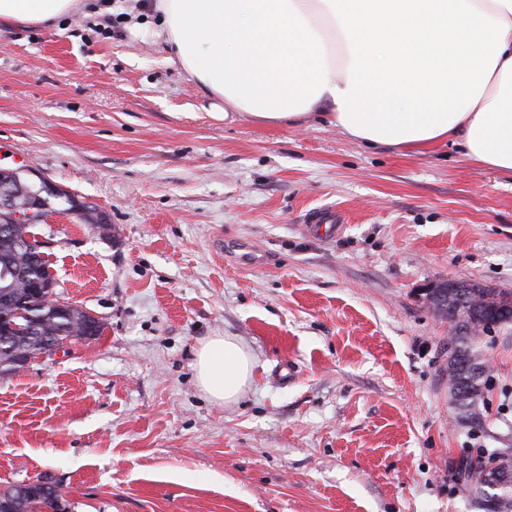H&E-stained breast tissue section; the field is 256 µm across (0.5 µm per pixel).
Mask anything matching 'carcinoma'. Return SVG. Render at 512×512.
Here are the masks:
<instances>
[{
    "label": "carcinoma",
    "instance_id": "cac0c4a2",
    "mask_svg": "<svg viewBox=\"0 0 512 512\" xmlns=\"http://www.w3.org/2000/svg\"><path fill=\"white\" fill-rule=\"evenodd\" d=\"M32 195L21 196L20 203L35 206L34 215L20 219L11 210L0 209V227L13 225L7 233L0 230V271L9 270L10 287H3L0 277V306L17 304L25 297V291L33 280H37L48 288L53 285L49 271L48 259L38 252L21 250L17 247V239L31 232L38 218L47 217L54 211L51 200L62 199L67 210L74 205L70 193L65 190L58 192L37 193L31 189ZM77 216L84 224L107 223L106 217L95 208L82 203ZM470 306L465 301L455 298L448 299L445 309H434V313L448 320L450 336H448V383L460 408L467 413L473 434L483 429V410L487 403L486 391L489 390L491 376L475 382V367L471 360L486 364L481 348V334L490 333L495 328L508 324L512 320L507 316L495 323L479 321L470 325V318L476 309H486L494 305L504 304L507 293L495 288L473 286L469 289ZM59 301L47 300L32 311L34 317L41 322L39 336L20 334L13 338L10 347L19 354L33 358L47 351L44 345L45 336H71L84 333L86 314L79 308L68 306V314H58ZM459 475L463 485L470 491L473 500L481 512H512V448L476 449V453L466 452L459 459ZM0 499L16 503L18 512H52L54 500L52 495L31 497L24 493V488L11 484L0 489Z\"/></svg>",
    "mask_w": 512,
    "mask_h": 512
}]
</instances>
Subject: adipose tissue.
Returning a JSON list of instances; mask_svg holds the SVG:
<instances>
[{
	"label": "adipose tissue",
	"instance_id": "1",
	"mask_svg": "<svg viewBox=\"0 0 512 512\" xmlns=\"http://www.w3.org/2000/svg\"><path fill=\"white\" fill-rule=\"evenodd\" d=\"M77 0H0V25H44ZM188 79L242 118L296 124L314 111L368 146L451 142L512 174V0H156ZM232 336L196 352L211 400L252 374Z\"/></svg>",
	"mask_w": 512,
	"mask_h": 512
}]
</instances>
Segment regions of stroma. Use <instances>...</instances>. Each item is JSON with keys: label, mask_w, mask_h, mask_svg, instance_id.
<instances>
[{"label": "stroma", "mask_w": 512, "mask_h": 512, "mask_svg": "<svg viewBox=\"0 0 512 512\" xmlns=\"http://www.w3.org/2000/svg\"><path fill=\"white\" fill-rule=\"evenodd\" d=\"M160 22L152 0H80L49 26H0V165L110 224L57 200L35 227L55 298L103 330L0 379V489L47 476L69 512H477L456 463L512 443V324L482 340L494 386L471 437L448 321L419 290L512 292V175L316 116L225 118ZM332 207L336 237L305 228ZM212 336L253 355L236 403L196 384Z\"/></svg>", "instance_id": "35a3bbf8"}]
</instances>
